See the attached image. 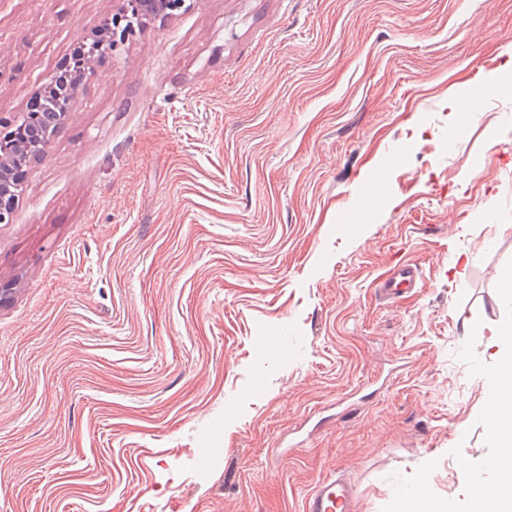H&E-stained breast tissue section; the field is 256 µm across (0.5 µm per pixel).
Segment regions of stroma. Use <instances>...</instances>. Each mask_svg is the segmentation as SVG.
<instances>
[{
	"mask_svg": "<svg viewBox=\"0 0 512 512\" xmlns=\"http://www.w3.org/2000/svg\"><path fill=\"white\" fill-rule=\"evenodd\" d=\"M115 12L0 0V116ZM511 64L512 0H185L105 55L0 224V512L496 486ZM399 263L421 282L384 298Z\"/></svg>",
	"mask_w": 512,
	"mask_h": 512,
	"instance_id": "1",
	"label": "stroma"
}]
</instances>
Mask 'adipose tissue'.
<instances>
[{
  "label": "adipose tissue",
  "mask_w": 512,
  "mask_h": 512,
  "mask_svg": "<svg viewBox=\"0 0 512 512\" xmlns=\"http://www.w3.org/2000/svg\"><path fill=\"white\" fill-rule=\"evenodd\" d=\"M492 358L497 368L490 376L492 393L486 404L485 425L497 449L494 462L501 479L491 490L464 486L461 493L468 512H512V342L497 346ZM430 481L427 469L413 476L395 512H454L448 501L433 497Z\"/></svg>",
  "instance_id": "adipose-tissue-1"
}]
</instances>
